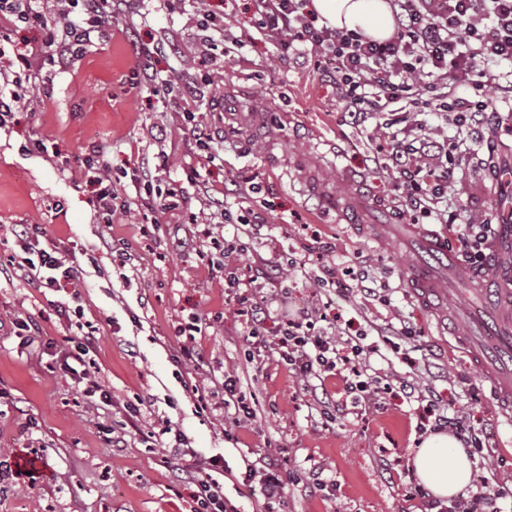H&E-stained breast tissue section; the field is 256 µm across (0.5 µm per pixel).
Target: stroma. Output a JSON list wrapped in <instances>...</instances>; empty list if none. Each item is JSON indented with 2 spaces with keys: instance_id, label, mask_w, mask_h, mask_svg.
I'll use <instances>...</instances> for the list:
<instances>
[{
  "instance_id": "35a3bbf8",
  "label": "stroma",
  "mask_w": 512,
  "mask_h": 512,
  "mask_svg": "<svg viewBox=\"0 0 512 512\" xmlns=\"http://www.w3.org/2000/svg\"><path fill=\"white\" fill-rule=\"evenodd\" d=\"M204 7L241 36L233 56L217 49L202 57ZM253 13V0H142L92 33L66 71L45 74L43 88H31L0 126V462L29 468L0 477V512H194V478L213 471L223 473L238 512H424L412 495L418 479L409 459L422 434L406 381L487 429L474 470L512 490V426L479 371L408 293L416 255L401 235L402 192L373 161L394 130L416 146L461 141L448 208L478 224L496 221L504 188L494 169L512 165V97L490 92L492 121L478 145L445 113L409 100L356 127L325 67L282 56ZM134 41L151 48L150 59L132 54ZM147 63L176 92L194 89L196 122L214 134V161L198 149L176 92L157 95L135 82ZM254 112L265 114L263 126L253 124ZM228 122L239 124L240 141H225ZM36 140L44 150L30 149ZM90 155L107 163L128 203L112 217L107 247L96 173L82 163ZM145 165L161 188L183 186L176 208L163 210L141 190ZM192 167L200 173L194 183L186 180ZM247 178L261 193L246 191ZM227 185L236 188L233 212L253 211L256 223H222L212 200ZM359 189L385 202L363 216L387 226L385 237L325 218L324 195ZM15 224L38 225L67 255L77 289L53 292L25 277ZM215 237L249 243L234 258L239 275L263 259L279 265L290 306L326 316L336 338L362 336L374 346L369 401L326 424L324 403L341 397L342 375L325 376V396L314 395L274 347L245 337L234 292L209 270ZM330 265L361 270L374 295L354 286L339 293L323 279ZM64 305L80 309L79 324L62 316ZM194 317L201 333L181 334ZM17 318L38 326L33 344L13 336ZM389 323L412 336L383 340ZM77 337L89 339L93 374L111 402L84 396L66 376ZM228 375L251 418L235 420L225 405ZM268 458L290 478L275 503L247 477ZM318 476L335 481L336 493L317 490Z\"/></svg>"
}]
</instances>
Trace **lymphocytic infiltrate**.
Masks as SVG:
<instances>
[{
	"instance_id": "lymphocytic-infiltrate-1",
	"label": "lymphocytic infiltrate",
	"mask_w": 512,
	"mask_h": 512,
	"mask_svg": "<svg viewBox=\"0 0 512 512\" xmlns=\"http://www.w3.org/2000/svg\"><path fill=\"white\" fill-rule=\"evenodd\" d=\"M132 0H58L68 23L63 33H49L45 42L14 43L10 30L16 23L29 27L45 24L46 0H0V76L23 72L40 76L45 68L66 69L91 40L103 19L127 11ZM304 0H254V14L260 32L281 54L300 53L311 46L320 57L334 65L336 88L346 110L354 118L388 110L414 97L418 84L434 93L436 111L451 113L455 123L465 127L471 139H478L486 124L485 92L497 87L512 93V0H389L395 20L391 39L378 42L358 33L316 27L302 10ZM456 75V85L441 91L435 74ZM460 143L434 153L416 151L403 141L391 140L385 149L386 165L397 173L405 192L404 215L410 223L435 217L457 226L456 249L464 263L481 265L492 230L488 224L469 223L461 214H446L440 205L454 179L455 157ZM38 226L26 224L15 234L25 254L22 268L40 287L57 290L75 285L79 279L65 260L41 248ZM271 282L267 263L256 265L252 278L227 276L229 287L238 289V303L249 317V334L256 337L265 329L274 296L256 297L251 287L256 280ZM280 357L292 373L303 380L342 368L348 371L345 397L351 403L366 398L369 385L363 375L371 351L355 343L338 348L327 328L317 326L312 313L302 311L286 317L276 328ZM430 431H451L473 452H482L489 434L471 426L466 416L441 413L437 400H429L420 414Z\"/></svg>"
}]
</instances>
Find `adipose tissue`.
Returning a JSON list of instances; mask_svg holds the SVG:
<instances>
[{
  "label": "adipose tissue",
  "mask_w": 512,
  "mask_h": 512,
  "mask_svg": "<svg viewBox=\"0 0 512 512\" xmlns=\"http://www.w3.org/2000/svg\"><path fill=\"white\" fill-rule=\"evenodd\" d=\"M311 10L327 26L383 41L394 33L388 0H311ZM412 463L420 482L448 501L470 486L473 462L455 437L438 433L424 439Z\"/></svg>",
  "instance_id": "adipose-tissue-1"
}]
</instances>
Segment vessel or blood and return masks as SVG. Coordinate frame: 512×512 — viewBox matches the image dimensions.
<instances>
[{"mask_svg": "<svg viewBox=\"0 0 512 512\" xmlns=\"http://www.w3.org/2000/svg\"><path fill=\"white\" fill-rule=\"evenodd\" d=\"M365 207L362 200L351 203L333 196L325 201L326 214L339 222L353 221ZM411 231L419 249L434 264L455 265L447 242L420 224L412 225ZM462 280L471 285L473 300L466 311L469 330L458 342L466 349L471 364L483 371L491 395L503 416L512 422V233L496 239L492 259L483 272H463ZM409 288L438 322L452 318V309L444 304L448 292L432 267L422 265L413 270Z\"/></svg>", "mask_w": 512, "mask_h": 512, "instance_id": "obj_1", "label": "vessel or blood"}]
</instances>
